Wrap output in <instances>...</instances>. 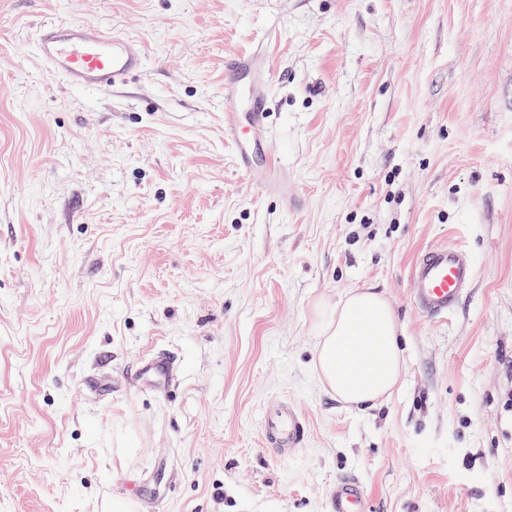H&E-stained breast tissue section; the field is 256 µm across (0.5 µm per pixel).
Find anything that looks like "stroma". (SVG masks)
I'll use <instances>...</instances> for the list:
<instances>
[{
	"instance_id": "stroma-1",
	"label": "stroma",
	"mask_w": 512,
	"mask_h": 512,
	"mask_svg": "<svg viewBox=\"0 0 512 512\" xmlns=\"http://www.w3.org/2000/svg\"><path fill=\"white\" fill-rule=\"evenodd\" d=\"M123 29L145 73L80 91L48 19ZM263 44L272 140L299 199L224 142V54ZM475 282L413 308L429 246ZM371 288L400 387L354 407L316 377V312ZM167 349V389L134 384ZM309 425L285 460L259 411ZM512 512V0H0V512ZM475 268L460 245L421 251L410 270L409 295L416 311L428 319L448 317L466 299ZM264 449L278 458L294 456L307 441V422L298 406L288 397L265 400L260 410ZM366 506L363 480L354 474L338 476L329 492L328 512H366Z\"/></svg>"
}]
</instances>
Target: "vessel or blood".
I'll list each match as a JSON object with an SVG mask.
<instances>
[{
	"instance_id": "b4317fda",
	"label": "vessel or blood",
	"mask_w": 512,
	"mask_h": 512,
	"mask_svg": "<svg viewBox=\"0 0 512 512\" xmlns=\"http://www.w3.org/2000/svg\"><path fill=\"white\" fill-rule=\"evenodd\" d=\"M37 52L46 68L69 86L102 90L123 85L146 69L142 42L119 29L79 21H45L37 30ZM271 75L261 49L224 57V141L235 165L259 192L282 196L294 206L277 158L269 150L267 110ZM475 268L460 245L421 251L410 270L409 295L416 311L428 319L447 317L466 299ZM177 362L166 351L155 352L138 369L140 379L169 385ZM262 445L276 457L294 456L307 441V422L288 398L263 402L260 410ZM363 480L338 476L330 489L329 512H366Z\"/></svg>"
}]
</instances>
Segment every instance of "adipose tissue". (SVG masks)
Here are the masks:
<instances>
[{
  "mask_svg": "<svg viewBox=\"0 0 512 512\" xmlns=\"http://www.w3.org/2000/svg\"><path fill=\"white\" fill-rule=\"evenodd\" d=\"M316 372L345 403L365 406L398 385L403 370L400 327L385 297L371 288L346 294L318 312Z\"/></svg>",
  "mask_w": 512,
  "mask_h": 512,
  "instance_id": "obj_1",
  "label": "adipose tissue"
}]
</instances>
